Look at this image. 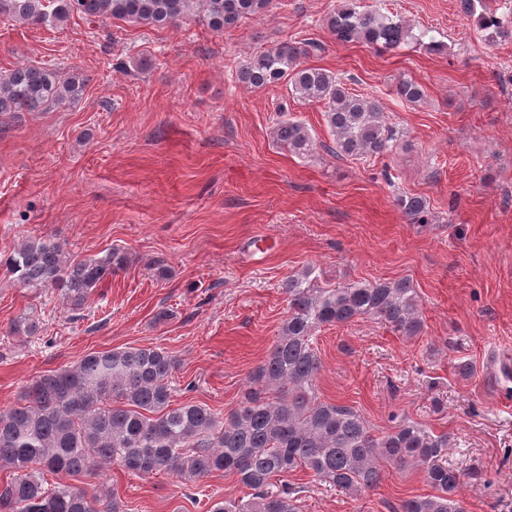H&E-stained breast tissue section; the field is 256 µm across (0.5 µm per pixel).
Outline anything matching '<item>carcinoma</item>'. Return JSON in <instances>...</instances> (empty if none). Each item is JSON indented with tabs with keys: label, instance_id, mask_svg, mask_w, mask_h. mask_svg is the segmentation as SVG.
I'll use <instances>...</instances> for the list:
<instances>
[{
	"label": "carcinoma",
	"instance_id": "obj_1",
	"mask_svg": "<svg viewBox=\"0 0 512 512\" xmlns=\"http://www.w3.org/2000/svg\"><path fill=\"white\" fill-rule=\"evenodd\" d=\"M273 0H0V17L40 26L64 22L74 14L90 22L125 20L155 28L203 16L216 31L244 18L263 16ZM489 40L512 41V12L483 9V0H461ZM341 44H364L393 52L409 42L441 48L427 32L413 33L400 17L368 10L361 0H340L326 19ZM309 49L277 43L247 57L237 71L244 86L261 90L283 86L289 94L323 105L333 137L327 150L338 158L375 157L400 145L381 102L350 92L336 74L303 65ZM87 80L67 71L23 64L0 74V117L44 112L74 102ZM396 94L415 104L425 90L401 78ZM275 143L309 156L316 139L308 126L282 118L272 129ZM397 205L409 224L429 223L426 198L401 195ZM129 262L110 249L79 259L67 245L42 237L18 244L8 266L22 288L51 290L72 311L87 305L98 285ZM286 318L266 360L249 374V393L223 415L206 405L172 403L169 379L178 360L161 347L92 351L75 364L39 376L9 408L0 411V512H124L115 493L92 491L62 478L93 474L116 466L145 477L168 471L186 483L215 473L233 474L252 490L249 498L215 503L211 512H299L288 486L271 489L272 478L304 468L352 496L377 486L381 466L420 470L435 493L404 499L396 512H466L457 498L462 473L448 463L453 440L408 420L374 434L355 409L320 400L316 380L321 359L315 332L356 319L377 321L407 338L423 330L420 297L412 283L353 281L325 288L307 269L283 283ZM42 318L31 311L13 320L9 334L33 338Z\"/></svg>",
	"mask_w": 512,
	"mask_h": 512
}]
</instances>
